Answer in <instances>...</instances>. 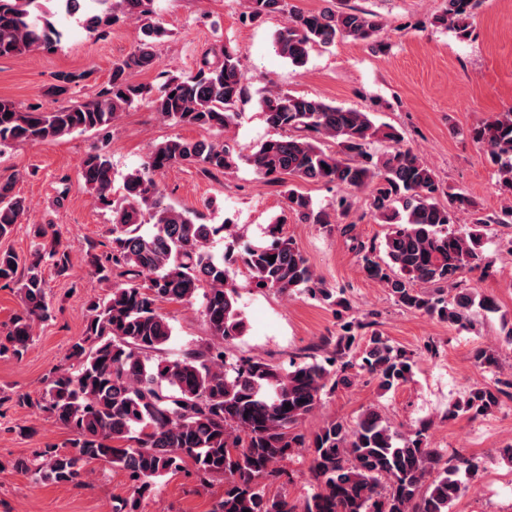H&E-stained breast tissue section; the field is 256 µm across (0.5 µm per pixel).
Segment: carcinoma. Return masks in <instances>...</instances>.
Here are the masks:
<instances>
[{"mask_svg":"<svg viewBox=\"0 0 512 512\" xmlns=\"http://www.w3.org/2000/svg\"><path fill=\"white\" fill-rule=\"evenodd\" d=\"M52 2L68 15H81L82 26L92 34L102 36L129 22L139 26L142 37L130 54L112 63L107 85L90 100L41 111L1 98L0 146L105 128L140 103L175 124L221 132L235 123L247 82L238 54L228 46L217 62L204 53L194 74H163L156 89L133 79L136 71L159 67L157 47L169 36L157 18L156 0H0V57L60 44L61 34L48 20ZM246 2L244 21L288 14L274 33V44L297 67L316 47L344 39L369 42L381 30L377 14L355 6L301 12L289 8L287 0ZM481 4L444 0L432 22L467 39ZM258 105L275 136L251 155L244 157L224 143L169 139L125 176L118 199L110 156L92 152L83 158L79 179L92 201L112 213L111 247L91 255L93 270L101 282L115 276L123 281L92 301L84 334L69 349L75 369L56 372L42 398L40 407L71 432L77 451L45 449L38 477L71 484L79 482L87 463L117 465L133 483V495L115 512H139L158 479L184 471L189 462L200 481H224V494L212 512H449L469 489L460 470L474 474L479 465L432 447L428 426L402 434L368 409L352 425L333 418L308 438L294 432L326 390L347 386L362 372L384 391L408 383L412 356L377 332L362 338L361 325L345 322L341 333L327 340L332 350L321 360L292 361L286 369L259 357L228 361L224 342L246 330L236 289L229 284L231 266L242 265L256 289L298 290L338 307V315L346 301L323 287L295 243L279 236L276 223L269 241L241 251L231 241L224 253L213 252L216 237H233L230 225L210 224L200 212L166 203L154 176L184 163L203 173H227L243 160L266 182L285 187L288 211L310 224H329L331 216L314 210L311 199L286 177L335 186L336 210L343 214L350 206L346 192L369 190L372 213L388 225V233L381 254L363 242L354 246L365 276L387 288L398 306L450 326L470 325L477 309L498 312L493 298L476 297L459 287L458 278L466 270L487 271L482 241L488 226L500 219L483 214L461 192L448 194L443 204L445 190L434 169L400 146L403 136L396 128L376 124L368 112L283 90L262 96ZM469 135L497 166L500 188L512 193V109ZM380 142L397 148L379 155ZM14 185L0 182V239L11 235L27 211ZM461 208L472 212L470 227L448 230L453 211ZM48 262L59 274L66 270L68 256L59 243L37 249L21 274L18 255L0 251V282L18 285L22 302L8 334L0 336V353L22 356L35 326L52 319L44 276ZM420 284L436 292H424ZM199 294L210 342L176 358L162 356L172 327L161 304L190 303ZM473 359L481 368L499 367L492 349L476 350ZM507 389L512 378L499 379L493 387L474 385L449 415H484ZM299 448L307 452L318 483L300 510L266 489V482L284 475L279 464Z\"/></svg>","mask_w":512,"mask_h":512,"instance_id":"obj_1","label":"carcinoma"}]
</instances>
